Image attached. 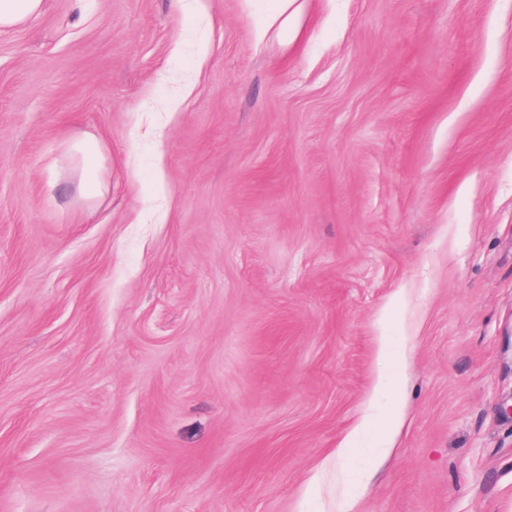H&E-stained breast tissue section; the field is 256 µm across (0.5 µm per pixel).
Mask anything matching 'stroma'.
Instances as JSON below:
<instances>
[{
	"label": "stroma",
	"instance_id": "1",
	"mask_svg": "<svg viewBox=\"0 0 512 512\" xmlns=\"http://www.w3.org/2000/svg\"><path fill=\"white\" fill-rule=\"evenodd\" d=\"M84 2L0 34V512H512V0ZM69 155L78 176L81 195L88 201L94 200L107 187L103 141L92 134L77 137L70 143Z\"/></svg>",
	"mask_w": 512,
	"mask_h": 512
}]
</instances>
